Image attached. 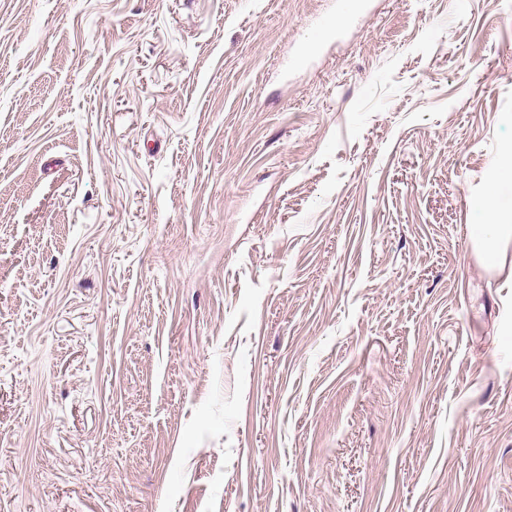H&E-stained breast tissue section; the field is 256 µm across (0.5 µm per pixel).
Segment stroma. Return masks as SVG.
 <instances>
[{"instance_id": "obj_1", "label": "stroma", "mask_w": 512, "mask_h": 512, "mask_svg": "<svg viewBox=\"0 0 512 512\" xmlns=\"http://www.w3.org/2000/svg\"><path fill=\"white\" fill-rule=\"evenodd\" d=\"M511 149L512 0H0V512H512ZM472 208L484 223L475 224L473 227V236L476 240H483L495 235L512 237V225L493 224L499 213L498 200L494 194H485L476 199L472 202Z\"/></svg>"}]
</instances>
